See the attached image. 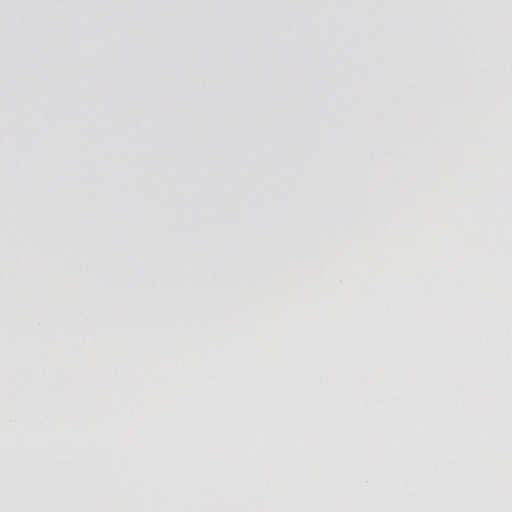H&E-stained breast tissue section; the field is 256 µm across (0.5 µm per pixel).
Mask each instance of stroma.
<instances>
[{"mask_svg":"<svg viewBox=\"0 0 512 512\" xmlns=\"http://www.w3.org/2000/svg\"><path fill=\"white\" fill-rule=\"evenodd\" d=\"M39 0L0 9L14 109L0 140L64 143L0 179V512H237L263 487L309 512H464L461 489L512 491V225L445 210L474 180L499 210L512 145L499 49L512 0L474 32L413 0H282L271 23L237 0ZM57 31L55 42L47 31ZM489 64L483 82L460 58ZM128 187L122 224L110 190ZM454 225L436 244L435 223ZM364 284L327 288V271ZM478 301L461 307L460 294ZM276 293L285 310L270 303ZM393 427L399 465L381 468ZM288 453L266 448L271 432ZM318 449L323 476L302 466ZM248 452L250 468L239 456ZM378 486L359 492L357 475ZM453 486H446V479Z\"/></svg>","mask_w":512,"mask_h":512,"instance_id":"1","label":"stroma"}]
</instances>
